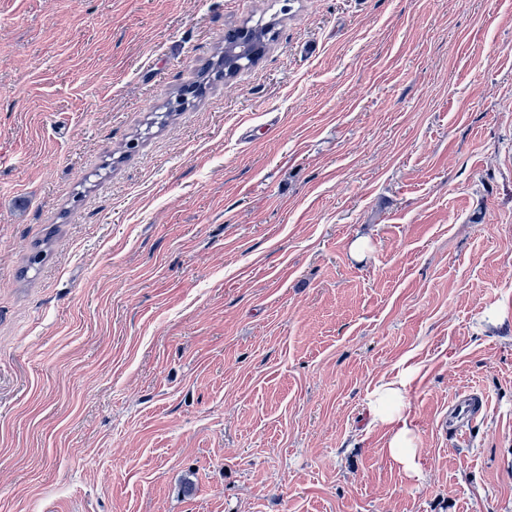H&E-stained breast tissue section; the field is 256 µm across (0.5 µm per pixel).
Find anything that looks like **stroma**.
<instances>
[{
    "label": "stroma",
    "instance_id": "35a3bbf8",
    "mask_svg": "<svg viewBox=\"0 0 512 512\" xmlns=\"http://www.w3.org/2000/svg\"><path fill=\"white\" fill-rule=\"evenodd\" d=\"M0 512H512V0H0ZM419 372L417 365L404 362L396 374L376 386L368 401L372 422L386 428L391 459L410 477L420 474L421 464L416 429L406 411V400L408 387ZM486 408V396L474 389L455 393L448 402V415L442 417V426L458 439H465L470 423Z\"/></svg>",
    "mask_w": 512,
    "mask_h": 512
}]
</instances>
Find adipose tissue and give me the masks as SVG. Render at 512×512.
Listing matches in <instances>:
<instances>
[{"label": "adipose tissue", "mask_w": 512, "mask_h": 512, "mask_svg": "<svg viewBox=\"0 0 512 512\" xmlns=\"http://www.w3.org/2000/svg\"><path fill=\"white\" fill-rule=\"evenodd\" d=\"M419 372L417 365L402 364L396 374L376 386L368 401L373 423L387 431L391 459L411 477L419 475L421 464L416 429L406 410V400L408 388Z\"/></svg>", "instance_id": "ef3b65f1"}]
</instances>
